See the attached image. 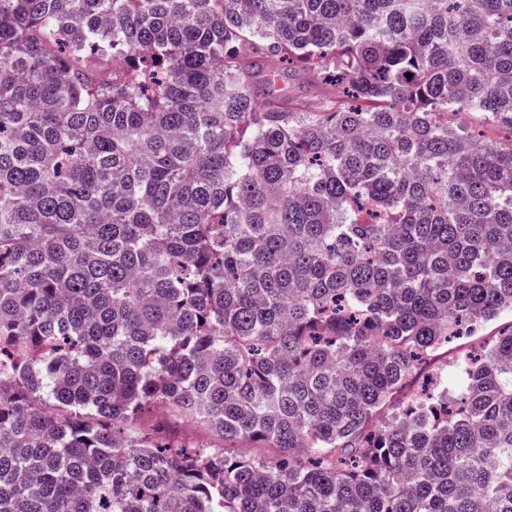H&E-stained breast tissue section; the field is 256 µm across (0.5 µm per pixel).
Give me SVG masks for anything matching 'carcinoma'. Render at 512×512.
<instances>
[{"instance_id":"obj_1","label":"carcinoma","mask_w":512,"mask_h":512,"mask_svg":"<svg viewBox=\"0 0 512 512\" xmlns=\"http://www.w3.org/2000/svg\"><path fill=\"white\" fill-rule=\"evenodd\" d=\"M450 110L512 130V0H0V512H512V331L403 397L512 313ZM283 84L290 99L302 103L306 109H312L316 106L318 91L301 76L284 79ZM510 322L512 323V317L510 315L503 316L478 327V329H475L470 334L467 333L465 336H457V338H454L448 343V351L446 348L439 352L436 358V364L444 366L448 362V365H450L462 353L479 346L492 336H496L498 331L502 328H507Z\"/></svg>"}]
</instances>
